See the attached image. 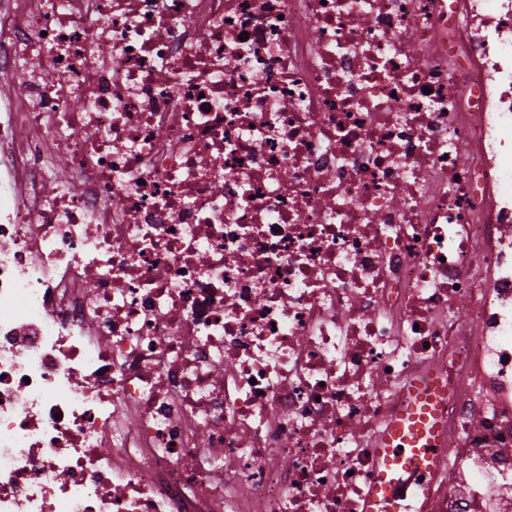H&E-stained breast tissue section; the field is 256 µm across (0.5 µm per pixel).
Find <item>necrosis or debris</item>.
<instances>
[{"mask_svg": "<svg viewBox=\"0 0 512 512\" xmlns=\"http://www.w3.org/2000/svg\"><path fill=\"white\" fill-rule=\"evenodd\" d=\"M4 71L0 512H364L434 374L429 512H512V0H0Z\"/></svg>", "mask_w": 512, "mask_h": 512, "instance_id": "1", "label": "necrosis or debris"}]
</instances>
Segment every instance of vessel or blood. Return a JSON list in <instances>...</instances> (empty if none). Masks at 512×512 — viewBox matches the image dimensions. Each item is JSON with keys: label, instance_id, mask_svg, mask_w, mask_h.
Instances as JSON below:
<instances>
[{"label": "vessel or blood", "instance_id": "obj_1", "mask_svg": "<svg viewBox=\"0 0 512 512\" xmlns=\"http://www.w3.org/2000/svg\"><path fill=\"white\" fill-rule=\"evenodd\" d=\"M435 392L434 383L414 382L404 406L385 428L380 443L383 469L366 496L367 512H426L428 485H410L408 478L428 470L441 445Z\"/></svg>", "mask_w": 512, "mask_h": 512}]
</instances>
